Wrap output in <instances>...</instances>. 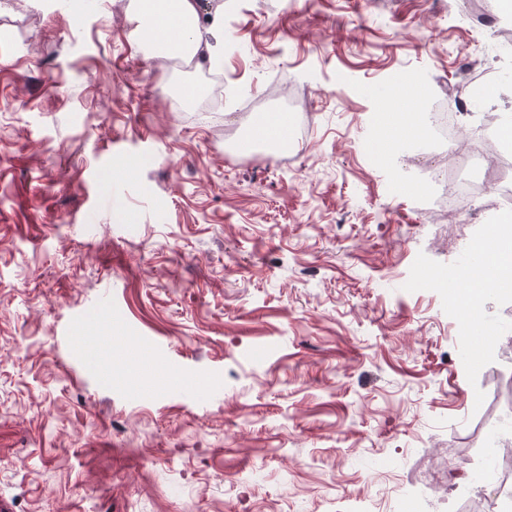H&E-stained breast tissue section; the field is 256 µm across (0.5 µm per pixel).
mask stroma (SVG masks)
<instances>
[{"label":"stroma","mask_w":512,"mask_h":512,"mask_svg":"<svg viewBox=\"0 0 512 512\" xmlns=\"http://www.w3.org/2000/svg\"><path fill=\"white\" fill-rule=\"evenodd\" d=\"M131 2L0 0V512H492L465 475L512 425V297L408 281L512 187L470 121L512 114L470 94L500 10L205 0L221 62L157 74ZM405 72L485 176L458 213L407 191L437 141L364 153ZM264 113L287 149L239 151Z\"/></svg>","instance_id":"obj_1"}]
</instances>
